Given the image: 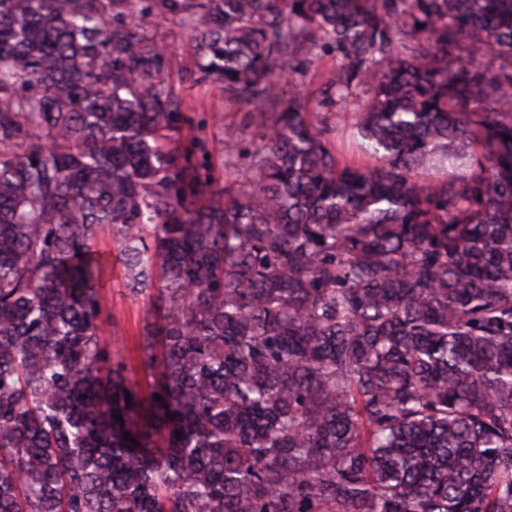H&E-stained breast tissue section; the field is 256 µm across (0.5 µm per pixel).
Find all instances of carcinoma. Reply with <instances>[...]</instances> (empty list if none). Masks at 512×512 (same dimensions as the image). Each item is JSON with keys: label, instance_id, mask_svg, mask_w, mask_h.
Here are the masks:
<instances>
[{"label": "carcinoma", "instance_id": "obj_1", "mask_svg": "<svg viewBox=\"0 0 512 512\" xmlns=\"http://www.w3.org/2000/svg\"><path fill=\"white\" fill-rule=\"evenodd\" d=\"M0 512H512V0H0ZM165 29L160 28V31L164 30H171L172 33L170 34L169 41L171 43V51L174 55V65L175 70L177 68L183 69V70H190L193 69V58L191 57L189 53V47L187 43L186 37H181V33L179 28L165 24ZM183 95L188 107L187 112L192 116L196 112L207 122L213 162L219 167L222 163L228 165V170L238 174L241 180L249 179L251 173L245 169L243 161L238 158L236 147L232 143H225L224 129L226 126L241 125L245 113L251 109V106L228 102L225 100L224 91L208 86L186 89ZM96 248L109 258L111 264L103 280L106 309L103 318L110 325L104 335L109 350L116 359L125 361L132 379L146 386L144 373L138 369V355L142 336L145 334L146 314L150 308L148 297L132 294L125 286L123 268L116 261L117 251L108 233H101Z\"/></svg>", "mask_w": 512, "mask_h": 512}]
</instances>
